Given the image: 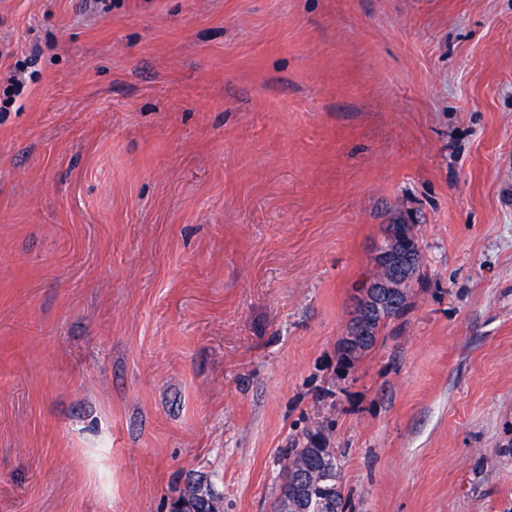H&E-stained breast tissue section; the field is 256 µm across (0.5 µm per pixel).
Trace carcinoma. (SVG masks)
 <instances>
[{"mask_svg": "<svg viewBox=\"0 0 512 512\" xmlns=\"http://www.w3.org/2000/svg\"><path fill=\"white\" fill-rule=\"evenodd\" d=\"M396 246L393 266L403 265L404 276L400 288L403 296L392 302L381 293L377 302L369 306L367 333L353 334L352 329L336 342V373L345 376L376 346L388 326L403 319L411 310L412 288L423 283L424 254L416 225L404 218L388 225ZM285 480L298 483L299 491L289 494L288 484L282 485L274 512H346L349 498L345 491L329 495L330 486H342L341 467L336 449L330 447V435L322 427L306 428L292 437L284 457ZM215 496L204 476L190 480L175 503L182 504V512H209V500Z\"/></svg>", "mask_w": 512, "mask_h": 512, "instance_id": "1", "label": "carcinoma"}]
</instances>
